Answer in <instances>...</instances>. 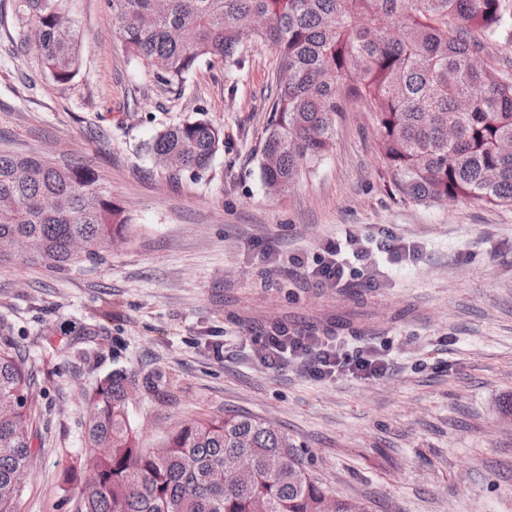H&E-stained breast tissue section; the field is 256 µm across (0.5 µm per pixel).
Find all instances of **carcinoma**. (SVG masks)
Returning a JSON list of instances; mask_svg holds the SVG:
<instances>
[{"label": "carcinoma", "mask_w": 512, "mask_h": 512, "mask_svg": "<svg viewBox=\"0 0 512 512\" xmlns=\"http://www.w3.org/2000/svg\"><path fill=\"white\" fill-rule=\"evenodd\" d=\"M501 0H108L126 49L160 84L203 60L240 62L246 40L274 47L281 78L261 146V175L283 193L334 145L351 100L372 106L393 194L417 203L468 198L512 205V75L476 60L505 24ZM44 69L60 84L79 66L64 0H13ZM224 148L204 118L159 132L145 152L171 179L202 175ZM132 219L99 175L0 152V265L99 264L129 240ZM80 241L82 253L72 252ZM37 375L0 344V512L31 470ZM134 375L85 392L84 448L61 486L74 512H326L333 493L288 437L244 413L190 419L143 448L129 412Z\"/></svg>", "instance_id": "cac0c4a2"}]
</instances>
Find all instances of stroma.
I'll return each instance as SVG.
<instances>
[{
  "label": "stroma",
  "instance_id": "stroma-1",
  "mask_svg": "<svg viewBox=\"0 0 512 512\" xmlns=\"http://www.w3.org/2000/svg\"><path fill=\"white\" fill-rule=\"evenodd\" d=\"M11 4L0 0V150L91 167L133 218L101 264L0 267V344L38 375V454L17 512H70L61 484L83 448L84 393L119 369L137 380L143 447L188 418L248 413L368 512H512V205L393 195L363 102L337 117L312 172L269 194L271 46L166 87L114 34L106 0H66L80 69L59 84ZM200 112L224 148L202 178L170 182L141 146ZM347 232L371 261L323 286L309 270ZM281 326L387 369L323 380L299 361L267 366L264 338Z\"/></svg>",
  "mask_w": 512,
  "mask_h": 512
}]
</instances>
